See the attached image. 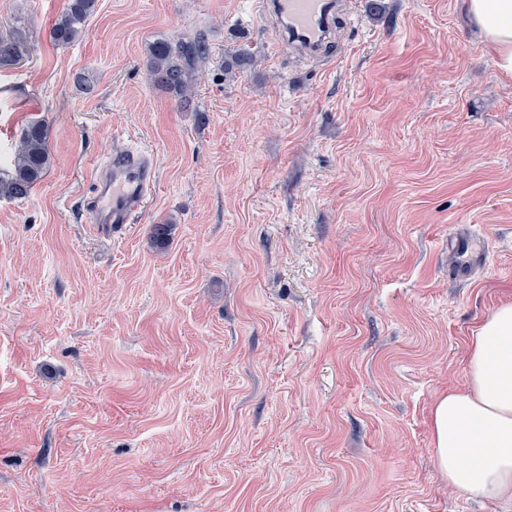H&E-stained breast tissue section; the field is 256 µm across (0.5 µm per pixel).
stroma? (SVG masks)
<instances>
[{
  "mask_svg": "<svg viewBox=\"0 0 512 512\" xmlns=\"http://www.w3.org/2000/svg\"><path fill=\"white\" fill-rule=\"evenodd\" d=\"M65 6L0 0V173L31 120L51 156L0 199V512H512L431 445L512 301V79L463 0H358L314 63L256 0H98L60 46ZM177 32L210 46L190 111L145 67ZM127 150L154 187L98 231L81 201Z\"/></svg>",
  "mask_w": 512,
  "mask_h": 512,
  "instance_id": "35a3bbf8",
  "label": "stroma"
}]
</instances>
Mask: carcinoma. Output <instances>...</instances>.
Returning a JSON list of instances; mask_svg holds the SVG:
<instances>
[{
    "label": "carcinoma",
    "mask_w": 512,
    "mask_h": 512,
    "mask_svg": "<svg viewBox=\"0 0 512 512\" xmlns=\"http://www.w3.org/2000/svg\"><path fill=\"white\" fill-rule=\"evenodd\" d=\"M96 5L97 0H67L50 29L51 40L65 46L77 41ZM22 53L23 48L15 39L0 37L1 65L16 62ZM208 56L209 46L201 34L163 38L149 45L147 67L158 84L175 94L181 108L189 110L195 96L192 72ZM254 64L251 51L243 46L224 62V74L233 78ZM48 139V127L41 121H32L24 128L12 171L0 177V198L25 199L30 195L50 166Z\"/></svg>",
    "instance_id": "cac0c4a2"
}]
</instances>
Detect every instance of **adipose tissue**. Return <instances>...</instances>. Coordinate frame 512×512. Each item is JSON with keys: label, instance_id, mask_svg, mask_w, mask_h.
<instances>
[{"label": "adipose tissue", "instance_id": "ef3b65f1", "mask_svg": "<svg viewBox=\"0 0 512 512\" xmlns=\"http://www.w3.org/2000/svg\"><path fill=\"white\" fill-rule=\"evenodd\" d=\"M503 76L512 78V0H465ZM432 446L449 488L512 503V302L497 307L470 340L467 384L433 406Z\"/></svg>", "mask_w": 512, "mask_h": 512}]
</instances>
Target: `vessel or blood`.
<instances>
[{
    "instance_id": "1",
    "label": "vessel or blood",
    "mask_w": 512,
    "mask_h": 512,
    "mask_svg": "<svg viewBox=\"0 0 512 512\" xmlns=\"http://www.w3.org/2000/svg\"><path fill=\"white\" fill-rule=\"evenodd\" d=\"M258 7L262 15L275 18L281 42L304 55H318L334 34L335 0H258ZM154 177L148 154L114 155L111 164L97 172L95 189L84 206L96 223H130L142 208Z\"/></svg>"
}]
</instances>
